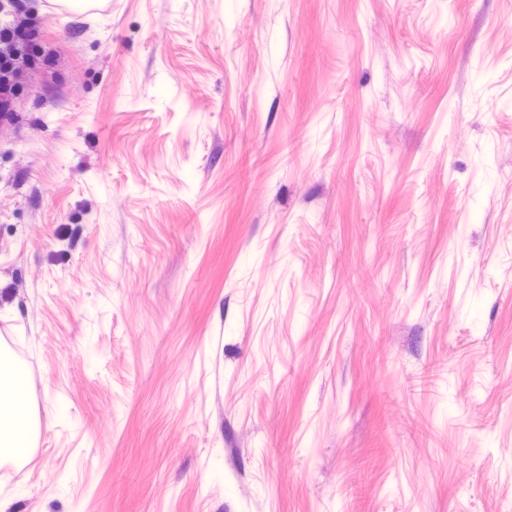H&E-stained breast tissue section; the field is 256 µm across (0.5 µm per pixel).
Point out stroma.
<instances>
[{"mask_svg": "<svg viewBox=\"0 0 512 512\" xmlns=\"http://www.w3.org/2000/svg\"><path fill=\"white\" fill-rule=\"evenodd\" d=\"M26 5L7 512H512V0Z\"/></svg>", "mask_w": 512, "mask_h": 512, "instance_id": "1", "label": "stroma"}]
</instances>
